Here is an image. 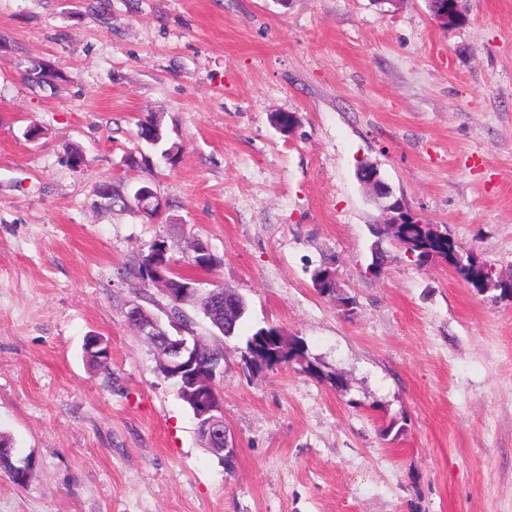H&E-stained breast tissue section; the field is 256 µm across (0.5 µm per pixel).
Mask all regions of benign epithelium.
I'll return each mask as SVG.
<instances>
[{
	"instance_id": "benign-epithelium-1",
	"label": "benign epithelium",
	"mask_w": 512,
	"mask_h": 512,
	"mask_svg": "<svg viewBox=\"0 0 512 512\" xmlns=\"http://www.w3.org/2000/svg\"><path fill=\"white\" fill-rule=\"evenodd\" d=\"M439 11L433 15L439 26H448L452 15L460 10L459 0H438ZM372 189L374 201L388 215L387 223L403 224L401 215L407 213L402 202L392 195V190L383 181L378 165L368 168L364 174ZM180 275L174 260L162 253L156 256L153 265L154 282L162 286L174 276ZM127 320L134 324L139 335L156 352L159 372L172 379L194 399L195 418L198 431L207 437L211 446L222 456L236 459L238 448L224 426L223 405L216 394L217 381L224 377V355L220 351L205 352L198 339L183 336L185 326L176 319L171 320L176 334L161 330L159 321L148 315L139 300L132 299L125 307Z\"/></svg>"
}]
</instances>
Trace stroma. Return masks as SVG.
Returning <instances> with one entry per match:
<instances>
[{"label": "stroma", "mask_w": 512, "mask_h": 512, "mask_svg": "<svg viewBox=\"0 0 512 512\" xmlns=\"http://www.w3.org/2000/svg\"><path fill=\"white\" fill-rule=\"evenodd\" d=\"M461 5L446 29L426 0H0V433L32 464L25 485L0 475V512H512V300L396 247L371 275L383 214L356 178L376 163L421 223L512 276V0ZM35 59L61 80L32 86ZM151 112L175 162L136 135ZM103 180L169 209L98 211ZM161 238L189 276L184 247L208 243V280L248 302L223 343L230 474L124 317L140 284L121 270ZM327 259L352 310L312 286ZM268 325L345 389L246 371Z\"/></svg>", "instance_id": "35a3bbf8"}]
</instances>
